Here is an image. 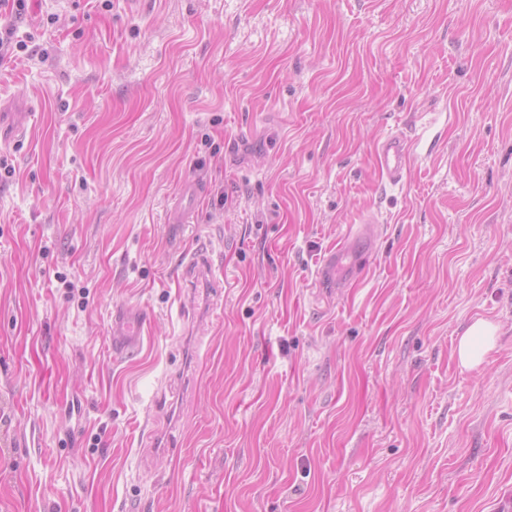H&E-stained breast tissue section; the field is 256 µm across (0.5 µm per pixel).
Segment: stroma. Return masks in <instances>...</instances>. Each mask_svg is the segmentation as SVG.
Returning <instances> with one entry per match:
<instances>
[{"label":"stroma","instance_id":"obj_1","mask_svg":"<svg viewBox=\"0 0 512 512\" xmlns=\"http://www.w3.org/2000/svg\"><path fill=\"white\" fill-rule=\"evenodd\" d=\"M1 29L30 119L0 142V512H512V0H25ZM392 132L427 138L395 186ZM369 215L334 296L320 259ZM202 187L196 182H188L182 189V202L178 208L172 211L167 224L185 225L192 224L194 209L193 201L201 195ZM144 318L130 315L125 309H117L112 315V341L118 351L139 345ZM497 330V326L490 321H474L458 338L455 354L459 364L465 368L480 365L486 354L495 347Z\"/></svg>","mask_w":512,"mask_h":512}]
</instances>
